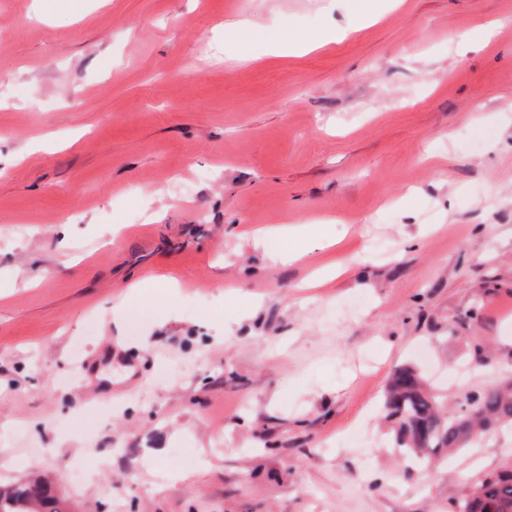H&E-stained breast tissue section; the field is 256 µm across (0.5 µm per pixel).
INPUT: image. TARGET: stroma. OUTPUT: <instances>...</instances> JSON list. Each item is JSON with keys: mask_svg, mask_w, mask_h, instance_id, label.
I'll list each match as a JSON object with an SVG mask.
<instances>
[{"mask_svg": "<svg viewBox=\"0 0 512 512\" xmlns=\"http://www.w3.org/2000/svg\"><path fill=\"white\" fill-rule=\"evenodd\" d=\"M231 18L349 36L240 65ZM268 226L304 258L270 265ZM0 284V484L60 477L76 512H452L512 427L428 471L380 407L402 364L454 409L512 377V0H0Z\"/></svg>", "mask_w": 512, "mask_h": 512, "instance_id": "35a3bbf8", "label": "stroma"}]
</instances>
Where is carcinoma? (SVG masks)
<instances>
[{
	"mask_svg": "<svg viewBox=\"0 0 512 512\" xmlns=\"http://www.w3.org/2000/svg\"><path fill=\"white\" fill-rule=\"evenodd\" d=\"M477 412H458L442 405L412 366L397 368L384 395V418L396 444L430 464L454 449L480 441L503 423H512V381L488 384L471 397ZM44 512H69L37 473L0 487V512H35V499ZM453 512H512V471L483 476L457 499Z\"/></svg>",
	"mask_w": 512,
	"mask_h": 512,
	"instance_id": "1",
	"label": "carcinoma"
}]
</instances>
